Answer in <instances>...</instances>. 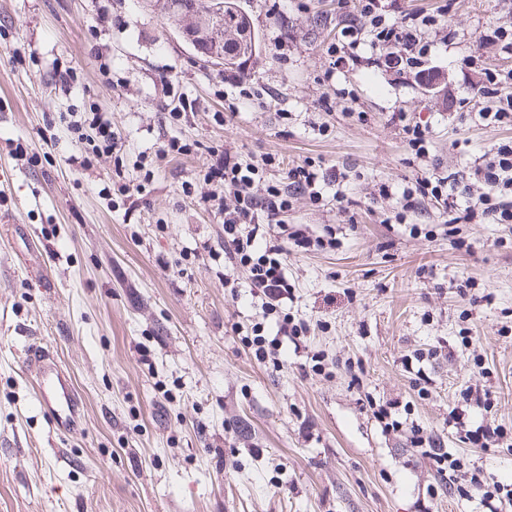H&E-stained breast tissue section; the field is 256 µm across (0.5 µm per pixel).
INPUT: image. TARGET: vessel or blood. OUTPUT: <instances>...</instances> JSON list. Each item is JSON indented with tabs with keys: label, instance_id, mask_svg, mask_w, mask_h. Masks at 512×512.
<instances>
[{
	"label": "vessel or blood",
	"instance_id": "vessel-or-blood-1",
	"mask_svg": "<svg viewBox=\"0 0 512 512\" xmlns=\"http://www.w3.org/2000/svg\"><path fill=\"white\" fill-rule=\"evenodd\" d=\"M26 364L42 379V400L55 428L70 429L79 415L80 401L68 377L58 370L52 355L43 348L29 350Z\"/></svg>",
	"mask_w": 512,
	"mask_h": 512
}]
</instances>
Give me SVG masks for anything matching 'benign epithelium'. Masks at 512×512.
Returning <instances> with one entry per match:
<instances>
[{
    "label": "benign epithelium",
    "instance_id": "1",
    "mask_svg": "<svg viewBox=\"0 0 512 512\" xmlns=\"http://www.w3.org/2000/svg\"><path fill=\"white\" fill-rule=\"evenodd\" d=\"M180 35L198 53L224 64V56L216 52V46L224 41L238 45L240 59L252 60L258 50L256 35L248 19L240 18L236 6L212 0V5L205 12L193 7L182 16Z\"/></svg>",
    "mask_w": 512,
    "mask_h": 512
}]
</instances>
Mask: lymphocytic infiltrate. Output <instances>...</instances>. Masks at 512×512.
<instances>
[{"instance_id": "1", "label": "lymphocytic infiltrate", "mask_w": 512, "mask_h": 512, "mask_svg": "<svg viewBox=\"0 0 512 512\" xmlns=\"http://www.w3.org/2000/svg\"><path fill=\"white\" fill-rule=\"evenodd\" d=\"M345 14L367 22L374 34L373 54L361 57L358 34L337 41L330 50L332 72H340L343 65L365 61L367 65L381 66L380 48L397 49V65L413 67L430 51L420 32L425 28L445 26L447 10L421 16L404 14L398 0H338ZM485 79L477 87L484 107L474 119L481 125L512 126V72L502 73L487 68ZM275 156L268 155L261 165H245L229 150H213L202 174L204 184L214 187L211 201L224 214V253L230 262L249 271L253 295L261 297L264 313L282 306L292 294L287 275L289 248L301 252L323 250L328 246L323 238L312 239L279 228V216L292 205L296 196L322 202L323 191L329 180L344 182L348 175L336 173L327 177L310 162L289 168L287 185L263 184L261 166L275 165ZM228 192L229 201L219 198ZM400 196L401 210L394 216L396 223H405L409 214L420 211L425 203L436 202L448 214L452 224H512V139L496 145L491 155L483 156L467 172L457 178L436 174H416L406 180ZM310 331L308 320L284 316L273 338L255 336L252 344L255 357L263 361L269 354L280 351L285 342H297Z\"/></svg>"}]
</instances>
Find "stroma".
I'll return each mask as SVG.
<instances>
[{
	"label": "stroma",
	"mask_w": 512,
	"mask_h": 512,
	"mask_svg": "<svg viewBox=\"0 0 512 512\" xmlns=\"http://www.w3.org/2000/svg\"><path fill=\"white\" fill-rule=\"evenodd\" d=\"M238 4L260 42L240 71L194 51L158 0H0V512H512L505 495L487 506L457 492L474 476L512 485V450L472 447L448 425L471 386L492 406L470 419L512 428V224L463 225L465 252L444 210L394 224L397 197L374 196L415 172L392 113L430 127L444 177L512 138L469 119L482 68L512 70V54L480 41L512 21V0H452L446 28L422 31L434 89L385 66L330 74L336 0ZM66 69L77 78L64 86ZM89 112L121 138V161L71 165L96 130L68 124ZM174 137L193 153L163 154ZM214 148L275 155V182L307 160L350 172L282 215L336 246L289 254L282 310L311 330L263 362L246 339L259 322L274 336L276 321L203 200ZM120 179L144 189L120 195ZM468 279L490 302L459 292ZM34 344L83 400L75 430L57 432L40 402L22 361ZM389 402L395 432L370 409ZM415 423L459 471L411 446Z\"/></svg>",
	"instance_id": "stroma-1"
}]
</instances>
